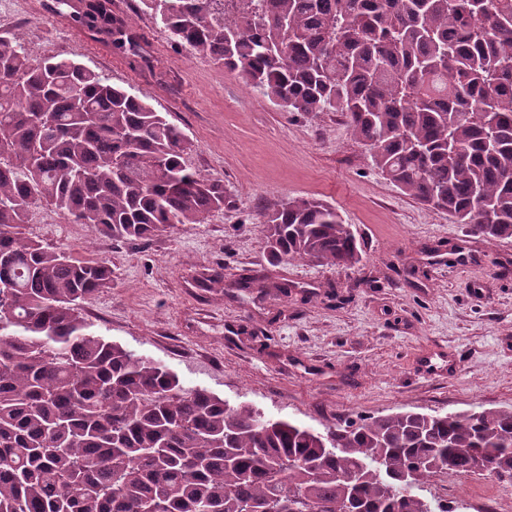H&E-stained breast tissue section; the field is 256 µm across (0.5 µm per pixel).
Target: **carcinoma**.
I'll use <instances>...</instances> for the list:
<instances>
[{
  "label": "carcinoma",
  "instance_id": "carcinoma-1",
  "mask_svg": "<svg viewBox=\"0 0 512 512\" xmlns=\"http://www.w3.org/2000/svg\"><path fill=\"white\" fill-rule=\"evenodd\" d=\"M141 4L174 44L283 111L340 113L402 193L512 238V0ZM72 19L149 64L111 0ZM193 148L130 90L71 58L32 62L22 32L0 40V512H433L435 479L480 461L512 479V407L319 431L186 388L92 330L80 303L114 270L28 236L29 209L115 241L200 224L232 197L188 164ZM259 215L276 264L360 261L352 225L322 201L271 200ZM255 286L284 284H232Z\"/></svg>",
  "mask_w": 512,
  "mask_h": 512
}]
</instances>
